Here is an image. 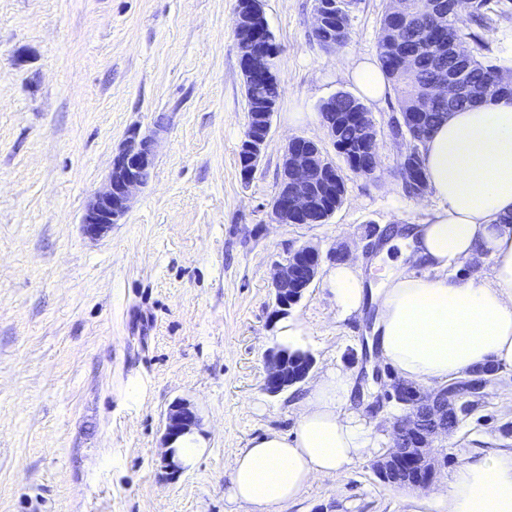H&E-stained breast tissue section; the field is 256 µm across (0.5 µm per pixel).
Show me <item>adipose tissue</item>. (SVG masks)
I'll return each instance as SVG.
<instances>
[{"label": "adipose tissue", "instance_id": "obj_1", "mask_svg": "<svg viewBox=\"0 0 512 512\" xmlns=\"http://www.w3.org/2000/svg\"><path fill=\"white\" fill-rule=\"evenodd\" d=\"M363 101L390 87L367 60L346 64ZM427 220L400 228L397 259L379 287L358 266L331 267L326 283L337 320L373 305L377 360L404 380L444 386L492 364L512 369V100H489L448 114L420 148ZM474 272L458 273L462 262ZM418 262L425 276L406 273ZM490 272H483V264ZM350 373L328 368L298 404L292 435L268 433L236 454L228 498L247 512H280L315 477L345 473L376 453L381 439L352 408ZM429 506L443 512H512V452L463 461Z\"/></svg>", "mask_w": 512, "mask_h": 512}]
</instances>
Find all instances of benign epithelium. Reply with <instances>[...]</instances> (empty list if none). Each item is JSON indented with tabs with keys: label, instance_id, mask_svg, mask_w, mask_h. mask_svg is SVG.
Segmentation results:
<instances>
[{
	"label": "benign epithelium",
	"instance_id": "obj_1",
	"mask_svg": "<svg viewBox=\"0 0 512 512\" xmlns=\"http://www.w3.org/2000/svg\"><path fill=\"white\" fill-rule=\"evenodd\" d=\"M244 3V9L237 10V32L264 17L263 0H244ZM236 47L240 60L251 74L269 77L279 72V66L271 63V55L258 52L249 39L236 38ZM456 96L457 89L441 81L435 85L434 92L421 101V105L426 107ZM262 116L265 120L264 136L257 137L247 131L239 145L242 164L247 167L244 172L247 177L257 170L271 131L273 113L264 112ZM153 144V137H142L137 131L131 132L124 140L113 159L106 184L86 207L82 224L87 236H102L128 214L136 192L144 187L141 171L154 163ZM414 158L415 153L406 150L400 156L399 166L410 173L407 182L413 188V193L419 195L424 185L413 176ZM339 179L340 173L335 163L317 142L302 137L289 140L281 161L283 189L277 192L269 205V220L275 224L325 223L332 213L322 210L312 191L329 190L336 186ZM325 260L336 261V251L331 250L324 255L313 245H303L274 264L272 287L275 315H286V310L302 299ZM313 366V357L305 361L294 358L284 347L276 344L265 354L264 389L270 394H279L304 381ZM496 380V373L493 372L481 382L459 380L429 393H423L399 379L393 380L386 397L395 401L403 414L393 424L392 448L371 462L373 470L384 482L396 487H427L435 473V439L448 431V405L480 396ZM199 422L195 409L183 400L174 403L167 412L164 433L166 451L162 455V462L170 474L175 475L181 470L171 445L199 427Z\"/></svg>",
	"mask_w": 512,
	"mask_h": 512
}]
</instances>
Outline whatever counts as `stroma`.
I'll return each mask as SVG.
<instances>
[{
    "label": "stroma",
    "instance_id": "1",
    "mask_svg": "<svg viewBox=\"0 0 512 512\" xmlns=\"http://www.w3.org/2000/svg\"><path fill=\"white\" fill-rule=\"evenodd\" d=\"M386 3L357 0L349 40L327 50L312 38L314 0H264L281 96L246 179L237 0H0V512H231L235 455L293 431L308 382L263 388L274 263L310 244L380 283L384 231L421 223L435 204L402 191L395 94L370 108L371 179L350 171L319 114L355 90L341 62L377 60ZM486 15L463 30L512 73V0H490ZM135 128L156 135L149 182L119 224L89 238L85 208ZM295 137L318 142L345 181L326 223L267 216ZM288 319L314 372L365 378L367 319L337 320L324 275ZM497 377L439 440L434 485L464 460L512 451V370ZM178 400L195 407L207 451L172 479L161 455ZM421 498L364 458L312 480L282 512H424Z\"/></svg>",
    "mask_w": 512,
    "mask_h": 512
}]
</instances>
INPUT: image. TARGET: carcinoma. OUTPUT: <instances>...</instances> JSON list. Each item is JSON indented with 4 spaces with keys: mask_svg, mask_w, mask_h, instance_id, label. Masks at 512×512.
I'll return each mask as SVG.
<instances>
[{
    "mask_svg": "<svg viewBox=\"0 0 512 512\" xmlns=\"http://www.w3.org/2000/svg\"><path fill=\"white\" fill-rule=\"evenodd\" d=\"M452 0H407V10L396 13L387 5L378 36V60L396 94L399 112L415 122V127L429 133L448 113L478 99L512 97V86L498 81L503 67L485 59L486 45L476 35L463 33L460 13L451 8ZM316 8L325 15L324 26L312 37L322 47L341 33H349L350 13L343 0H317ZM471 38L475 48L464 57L454 52L457 42ZM415 59L417 69L410 72L406 56ZM451 76L460 85V93L451 104H439L419 111L440 76ZM281 96L277 79L248 78L245 84L246 112H260L277 106ZM367 107L348 92L339 91L319 108L321 119L336 113V149L349 167L367 164L369 140L360 137L356 113Z\"/></svg>",
    "mask_w": 512,
    "mask_h": 512,
    "instance_id": "cac0c4a2",
    "label": "carcinoma"
}]
</instances>
